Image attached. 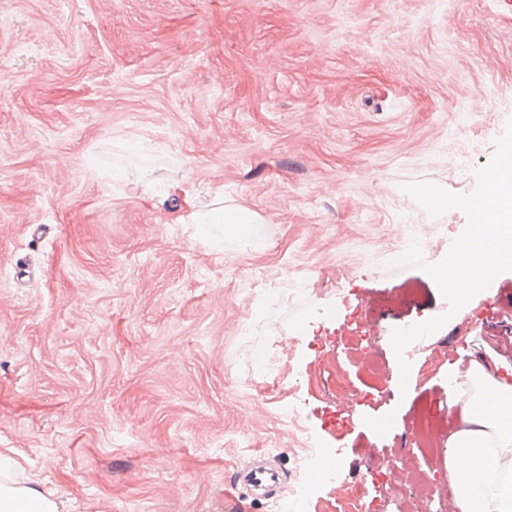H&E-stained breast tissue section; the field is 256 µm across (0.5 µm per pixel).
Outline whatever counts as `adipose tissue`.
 <instances>
[{"label":"adipose tissue","mask_w":512,"mask_h":512,"mask_svg":"<svg viewBox=\"0 0 512 512\" xmlns=\"http://www.w3.org/2000/svg\"><path fill=\"white\" fill-rule=\"evenodd\" d=\"M183 194L198 224L200 238L216 250L225 245H245L257 214L242 206L211 203L195 205L191 188ZM452 379L472 384L469 396L457 404V431L448 441V476L460 512H512V377L492 372L486 362L471 359L466 372H452ZM467 468H459L461 457ZM0 512H56L55 503L36 488L0 483Z\"/></svg>","instance_id":"obj_1"}]
</instances>
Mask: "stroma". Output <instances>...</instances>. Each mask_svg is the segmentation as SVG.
Instances as JSON below:
<instances>
[{
  "label": "stroma",
  "instance_id": "obj_1",
  "mask_svg": "<svg viewBox=\"0 0 512 512\" xmlns=\"http://www.w3.org/2000/svg\"><path fill=\"white\" fill-rule=\"evenodd\" d=\"M0 16V455L17 480L57 512H277L239 472L268 459L292 482L312 445L364 512H446L448 443L427 455L411 432L423 407L455 425L453 366L512 371V272L449 315L401 389L392 332L448 314L424 267L467 223L403 186L474 189L512 120V0H0ZM488 84L499 109L461 117ZM176 181L256 212L253 245L204 244Z\"/></svg>",
  "mask_w": 512,
  "mask_h": 512
}]
</instances>
